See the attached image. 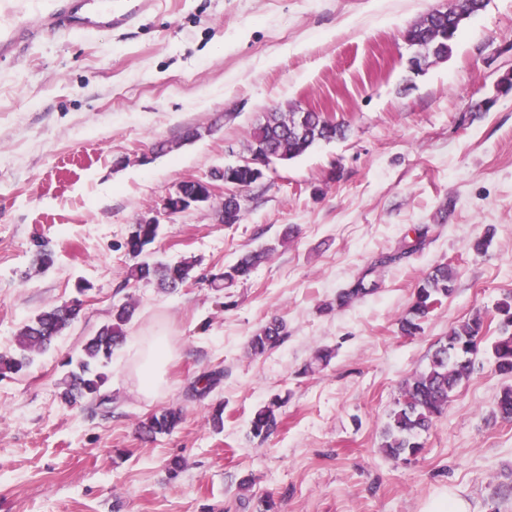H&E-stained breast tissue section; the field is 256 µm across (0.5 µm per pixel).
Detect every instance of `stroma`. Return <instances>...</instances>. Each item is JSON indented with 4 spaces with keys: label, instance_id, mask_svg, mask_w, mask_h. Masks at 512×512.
<instances>
[{
    "label": "stroma",
    "instance_id": "stroma-1",
    "mask_svg": "<svg viewBox=\"0 0 512 512\" xmlns=\"http://www.w3.org/2000/svg\"><path fill=\"white\" fill-rule=\"evenodd\" d=\"M447 2L149 0L112 29L38 37L0 61V352L29 318L90 287L84 318L0 380V512H262L269 496L278 512H448L456 500L512 512V421L492 416L512 379L490 354L495 307L512 296V92L497 91L512 70V0H488L448 61L414 73L402 33ZM287 107L348 133L243 190L240 223H218L211 207L164 210L181 181L241 163L253 125ZM190 128L202 136L183 143ZM161 140L174 148L154 154ZM145 213L160 222L155 258L197 262L176 292L124 282L123 243ZM288 226L247 281L208 285ZM419 227L420 251L379 265ZM489 228L488 250H470ZM38 238L54 252L45 270ZM442 263L459 271L454 293L401 335L420 280ZM362 276L375 291L334 307ZM129 299L128 337L171 338L167 387L145 399L124 346L106 369L107 404H65L61 360ZM478 312L488 328L471 378L416 457H386L404 379ZM275 317L285 341L252 355L250 337ZM323 347L333 358L312 366ZM275 395L277 430L253 437L254 412ZM169 407L181 424L141 436L139 422Z\"/></svg>",
    "mask_w": 512,
    "mask_h": 512
}]
</instances>
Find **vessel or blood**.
Returning <instances> with one entry per match:
<instances>
[{
	"instance_id": "vessel-or-blood-1",
	"label": "vessel or blood",
	"mask_w": 512,
	"mask_h": 512,
	"mask_svg": "<svg viewBox=\"0 0 512 512\" xmlns=\"http://www.w3.org/2000/svg\"><path fill=\"white\" fill-rule=\"evenodd\" d=\"M135 13V8L122 0H50L45 9L32 12L27 20L0 24V58L14 54L22 41L61 29L81 34L112 26Z\"/></svg>"
}]
</instances>
